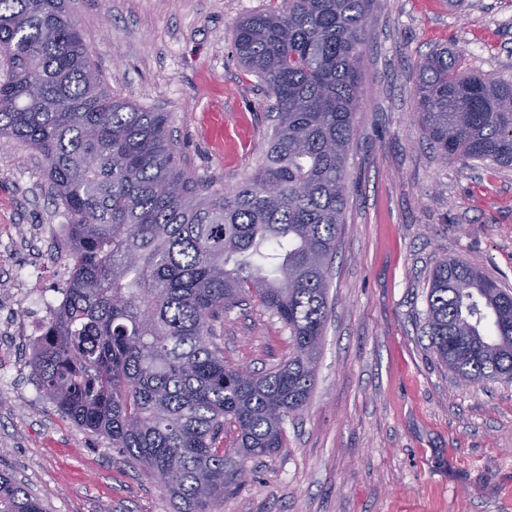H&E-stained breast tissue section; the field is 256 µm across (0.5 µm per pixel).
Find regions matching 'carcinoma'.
Instances as JSON below:
<instances>
[{"label":"carcinoma","mask_w":512,"mask_h":512,"mask_svg":"<svg viewBox=\"0 0 512 512\" xmlns=\"http://www.w3.org/2000/svg\"><path fill=\"white\" fill-rule=\"evenodd\" d=\"M372 0H279L234 38L274 98L261 164L231 190L197 176L170 114L112 97L65 0H0V141L36 149L69 218L72 277L33 360L61 414L157 478L177 512H215L249 459L307 406L345 224ZM459 50L417 64L416 112L446 163L512 166V81ZM254 299L288 329L266 370L224 358V315ZM424 333L472 386L512 381V290L443 258ZM0 512H45L0 471Z\"/></svg>","instance_id":"cac0c4a2"}]
</instances>
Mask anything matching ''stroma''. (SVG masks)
<instances>
[{
  "mask_svg": "<svg viewBox=\"0 0 512 512\" xmlns=\"http://www.w3.org/2000/svg\"><path fill=\"white\" fill-rule=\"evenodd\" d=\"M271 0H68L114 97L171 115L190 168L231 189L257 166L273 100L240 66L238 22ZM364 96L347 160L349 203L330 276L317 383L286 446L248 461L217 512H512V382L460 385L420 331L427 276L448 256L512 288V168L440 162L414 107L415 63L462 50L467 72L512 79V0H373ZM68 218L46 164L0 148V291L71 266ZM0 363V470L46 512H173L111 441L63 417L31 373L25 304ZM224 355L253 370L288 355L258 302L224 318Z\"/></svg>",
  "mask_w": 512,
  "mask_h": 512,
  "instance_id": "obj_1",
  "label": "stroma"
}]
</instances>
